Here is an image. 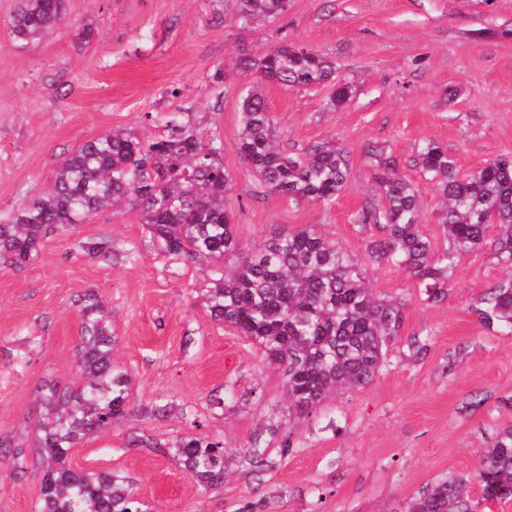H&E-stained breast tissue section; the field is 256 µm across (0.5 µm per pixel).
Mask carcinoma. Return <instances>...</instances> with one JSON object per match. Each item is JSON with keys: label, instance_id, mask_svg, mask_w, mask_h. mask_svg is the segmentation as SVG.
<instances>
[{"label": "carcinoma", "instance_id": "cac0c4a2", "mask_svg": "<svg viewBox=\"0 0 512 512\" xmlns=\"http://www.w3.org/2000/svg\"><path fill=\"white\" fill-rule=\"evenodd\" d=\"M64 2L19 0L10 20L16 39L29 44L56 31ZM238 2L237 17L247 26L279 18L289 0ZM237 65L257 74L243 99L239 135L250 172L264 191L290 204L334 202L347 186V153L326 143L300 154L279 150L264 87L326 84L332 87L329 104L340 105L349 86L336 82L335 62L287 42L258 58L245 55ZM165 128L166 135L150 141L114 129L63 159L49 191L0 215V265L26 269L37 261L48 235L89 223L104 211L128 208L167 253L210 268L212 286L203 304L215 321L234 328L282 370L288 416H306L337 390L369 384L400 334L404 304L376 298L359 261L313 225L281 232L261 249L243 252L235 217L224 205L232 177L220 159L217 134L204 138L180 124L175 113L165 118ZM371 155L380 161L375 175L380 199L366 202L357 215L358 224L379 232L369 243L370 258L408 271L432 303L447 298L450 273L483 244L493 224L501 229L497 254L512 266V159L490 161L462 176L443 145L429 141L418 148L415 166L439 189L441 224L452 241L450 249L436 252L419 228L415 184L383 149L375 147ZM79 248L108 261L137 258L134 250L116 254L104 239L83 241ZM472 310L489 327L512 326V276L489 289ZM77 313L76 369L82 384L44 383L36 396L40 434L33 452L0 441V465L11 476L41 473L38 512H149L128 477L68 464L86 438L105 432L124 414L131 388V374L112 359L116 336L105 301L90 289L78 299ZM136 444L173 452L204 492L224 483L219 441L188 436L166 445L151 438ZM242 453L251 470L267 466L262 435ZM476 479L484 499H512V425L498 430L482 451ZM470 482L464 476L444 477L412 498L403 512H475Z\"/></svg>", "mask_w": 512, "mask_h": 512}]
</instances>
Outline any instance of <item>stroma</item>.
I'll return each mask as SVG.
<instances>
[{
    "label": "stroma",
    "instance_id": "35a3bbf8",
    "mask_svg": "<svg viewBox=\"0 0 512 512\" xmlns=\"http://www.w3.org/2000/svg\"><path fill=\"white\" fill-rule=\"evenodd\" d=\"M16 3L0 0L1 214L45 192L58 163L86 141L113 129L152 139L177 112L221 137L233 177L224 202L244 250L275 231L316 225L361 262L376 296L404 303L405 320L368 386L282 421L284 374L209 316L201 303L209 269L165 253L135 213L106 211L44 239L34 265L0 266V439L32 446L42 381L78 382L74 303L92 289L112 309L114 359L132 387L124 415L70 464L129 477L153 512H235L246 501L261 512H402L450 474L471 478L476 512H512V501L484 500L474 480L482 449L512 423V330L486 327L472 311L512 273L496 254V229L452 271L447 298L431 303L408 271L371 261L372 233L355 221L376 196L368 153L376 145L417 182L420 229L447 249L440 194L412 159L429 140L445 145L464 175L512 157V0H290L285 15L254 27L236 20L234 0H66L60 28L27 46L7 24ZM282 41L333 60L350 86L335 108L326 86L266 87L281 149L331 141L347 151V186L328 205L262 193L239 151L242 94L253 77L234 62ZM91 238L139 257L88 255L78 244ZM413 339L425 342L424 354H414ZM474 397L481 404L472 408ZM167 403L172 411L155 414ZM198 433L223 442L228 455L223 485L206 493L171 455L129 444L135 435L169 443ZM258 433L269 463L252 472L239 452ZM39 505L38 475L0 470V512Z\"/></svg>",
    "mask_w": 512,
    "mask_h": 512
}]
</instances>
